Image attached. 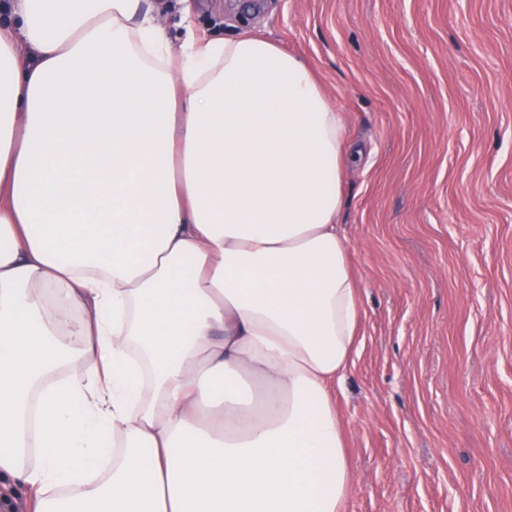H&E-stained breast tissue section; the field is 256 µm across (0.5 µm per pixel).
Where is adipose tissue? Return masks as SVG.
<instances>
[{
	"mask_svg": "<svg viewBox=\"0 0 512 512\" xmlns=\"http://www.w3.org/2000/svg\"><path fill=\"white\" fill-rule=\"evenodd\" d=\"M350 154L259 35L0 0V476L35 512H342Z\"/></svg>",
	"mask_w": 512,
	"mask_h": 512,
	"instance_id": "ef3b65f1",
	"label": "adipose tissue"
}]
</instances>
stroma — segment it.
<instances>
[{
    "instance_id": "obj_1",
    "label": "stroma",
    "mask_w": 512,
    "mask_h": 512,
    "mask_svg": "<svg viewBox=\"0 0 512 512\" xmlns=\"http://www.w3.org/2000/svg\"><path fill=\"white\" fill-rule=\"evenodd\" d=\"M312 68L364 160L341 228L361 302L336 387L344 512H512V0H189Z\"/></svg>"
}]
</instances>
